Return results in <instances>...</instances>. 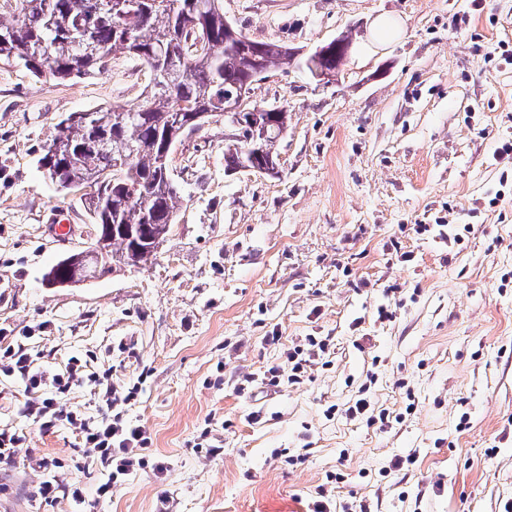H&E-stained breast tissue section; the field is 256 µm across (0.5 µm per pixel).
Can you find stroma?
Listing matches in <instances>:
<instances>
[{
    "label": "stroma",
    "mask_w": 512,
    "mask_h": 512,
    "mask_svg": "<svg viewBox=\"0 0 512 512\" xmlns=\"http://www.w3.org/2000/svg\"><path fill=\"white\" fill-rule=\"evenodd\" d=\"M223 5L250 38L307 53L352 34L350 60L329 84L285 66L253 85L249 104L289 112L281 176L228 172L235 129L214 118L172 156L180 209L156 257L80 285L44 281L93 227L82 191H58L38 159L63 116L137 103L152 74L122 55L71 82L0 62V335L27 337L45 374L88 357L117 391L140 385L125 417L164 464L91 512H155L163 495L170 512H310L321 497L334 512H505L512 165L497 152L512 140V0ZM379 18L400 33L363 57ZM312 336L328 350L301 383L268 384ZM22 397L0 383V429L27 432L0 468V512H71L37 497L32 458H64L62 485L98 475L68 427L26 424ZM360 397L368 416H347Z\"/></svg>",
    "instance_id": "stroma-1"
}]
</instances>
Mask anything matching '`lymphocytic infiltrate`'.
I'll return each mask as SVG.
<instances>
[{"label": "lymphocytic infiltrate", "mask_w": 512, "mask_h": 512, "mask_svg": "<svg viewBox=\"0 0 512 512\" xmlns=\"http://www.w3.org/2000/svg\"><path fill=\"white\" fill-rule=\"evenodd\" d=\"M0 376L19 381L31 401L20 409L23 417L48 431L57 425H69L89 451L91 469L99 476L94 493H87L82 481L74 480L59 485L54 476H47L38 488L42 498L50 499L64 494L74 512H86L90 498L104 501L129 480L130 476L148 468L151 459L152 439L144 426L126 420L121 407L135 400L137 388L119 393L113 390L107 377L92 372L87 363L72 360L65 370L52 379H45L42 371L35 368L22 340L0 336ZM95 387L101 401L103 417L100 421H88L81 412L68 410L60 405L61 396L82 384ZM51 387L52 395H44V387Z\"/></svg>", "instance_id": "1"}]
</instances>
